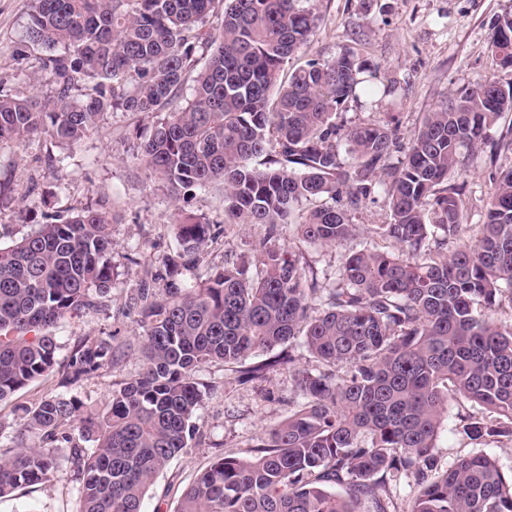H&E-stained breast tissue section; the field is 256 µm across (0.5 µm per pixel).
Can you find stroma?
<instances>
[{
  "label": "stroma",
  "instance_id": "stroma-1",
  "mask_svg": "<svg viewBox=\"0 0 512 512\" xmlns=\"http://www.w3.org/2000/svg\"><path fill=\"white\" fill-rule=\"evenodd\" d=\"M505 0H310L320 22L310 40L285 65L292 72L311 59H329L341 49H353L361 58L378 63L382 74L396 84L394 92L366 103L349 104L343 113L348 124H396L399 144H407L427 112L441 101L472 86L479 78L497 74L490 35ZM30 0H0V92L49 96L50 85L40 82L42 52L26 38ZM133 112L104 114L98 126L73 146L49 137L23 146L0 143V245L8 246L22 234L45 223L47 217H67L74 210L103 199L112 215V264L119 272L106 298L96 308L61 320L53 329L61 345L54 371L0 401V424L17 427L20 407H31L48 395L75 397L85 405L105 409L112 390L143 368L139 355L125 357L117 368L101 371L78 386H62L70 351L86 336L118 334L133 338V323L121 319L119 309L137 288L144 265L159 264L176 251L172 228L176 209L224 222V194L210 187L195 190L172 204L161 181L141 165L133 138L147 125ZM64 161L62 176L49 173L43 159ZM512 166V153L484 147L475 153L465 180V221H484L492 173ZM390 214L382 203L367 204L355 217L358 236L347 243L324 247L299 243L294 227H285L273 243L299 246L303 260L321 275L334 276L352 248L382 247L373 232ZM260 225H239L219 237L194 273L205 277L225 256L246 259L263 238ZM295 370L281 369L261 383H242L235 368L221 363L200 366L195 378L205 393L194 422L197 435L158 475L144 512H174L181 490L210 461L232 453L251 454L258 437L286 419L288 401L295 394ZM470 402L449 398L448 420L435 453L450 464L470 448L459 432V419L471 412ZM77 484L65 474L51 481L18 489L0 499V512H77Z\"/></svg>",
  "mask_w": 512,
  "mask_h": 512
}]
</instances>
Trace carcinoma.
<instances>
[{"label": "carcinoma", "mask_w": 512, "mask_h": 512, "mask_svg": "<svg viewBox=\"0 0 512 512\" xmlns=\"http://www.w3.org/2000/svg\"><path fill=\"white\" fill-rule=\"evenodd\" d=\"M318 23L298 0H31L27 38L46 53L54 96L0 93V142L72 145L105 113L136 112L152 119L137 145L144 168L174 202L221 185L227 226L273 235L293 224L299 240L336 246L357 235L355 214L380 194L391 220L372 225L387 246L351 252L329 287L265 242L193 281L185 257L200 260L217 234L179 214L180 249L145 269L128 305L143 370L112 390L103 414L80 418V401L55 395L25 409L13 431L0 426V498L50 480L65 460L79 512H144L193 433L205 396L196 369L222 362L246 382L264 380L294 362L284 351L299 340L315 367L297 372L291 414L250 456L202 471L175 512H358L363 500L375 512H512V476L490 455L445 467L435 455L450 393L479 408L461 417L469 443L512 442V323L495 318L512 311V166L493 177L469 246H456L471 228L464 184L448 182L512 112V79H481L427 113L394 164L397 129L337 120L346 104L392 92L379 65L347 48L283 76ZM490 49L512 74L511 2ZM270 150L264 167L252 165ZM312 199L331 203L302 211ZM111 253L112 224L93 206L0 247V401L53 369L51 328L111 290ZM130 349L115 333L85 337L65 383L116 367ZM259 351L274 357L246 365ZM403 478L417 490L406 503Z\"/></svg>", "instance_id": "carcinoma-1"}]
</instances>
